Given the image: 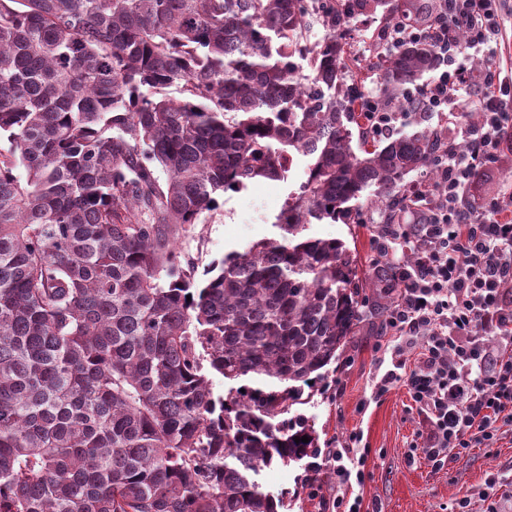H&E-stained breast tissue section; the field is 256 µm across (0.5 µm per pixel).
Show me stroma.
I'll return each instance as SVG.
<instances>
[{
  "instance_id": "1",
  "label": "stroma",
  "mask_w": 512,
  "mask_h": 512,
  "mask_svg": "<svg viewBox=\"0 0 512 512\" xmlns=\"http://www.w3.org/2000/svg\"><path fill=\"white\" fill-rule=\"evenodd\" d=\"M307 178L306 160H298L287 181H258L240 192H227L219 207L206 213L181 244L182 262L192 263L197 280L214 263L234 250L273 235L272 224L291 189ZM363 226L314 224L311 236L336 238L356 247L364 271H372L382 257L372 238L370 221L377 217L363 206ZM391 295L368 291L362 318L347 338L335 363L311 391L308 404L299 406L319 435L320 455L313 472L304 463L265 471L268 490H295L306 475L320 480L318 497L302 496L292 512H324L326 499L336 492L323 455L324 449L344 445L350 433L363 435L370 453L361 491L364 506L382 512H448L466 503L468 512H512V431L500 434L491 448H472L444 468L432 469L416 457L420 418L403 386L381 397L372 394L379 361L388 338L383 320L392 305Z\"/></svg>"
}]
</instances>
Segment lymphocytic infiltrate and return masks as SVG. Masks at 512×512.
Instances as JSON below:
<instances>
[{
    "instance_id": "f902f5d3",
    "label": "lymphocytic infiltrate",
    "mask_w": 512,
    "mask_h": 512,
    "mask_svg": "<svg viewBox=\"0 0 512 512\" xmlns=\"http://www.w3.org/2000/svg\"><path fill=\"white\" fill-rule=\"evenodd\" d=\"M432 33L448 56L446 68L424 90L431 111L457 126L466 150L440 158L436 190L413 187L416 206L408 224L374 225L386 262L398 267L384 329L397 339L377 393L404 385L424 426L426 461L444 467L470 448H489L512 428V183L496 196L469 194L474 177L497 163L512 138V69L503 51L512 27L506 0H442ZM486 50L485 66L472 72L467 50ZM476 101L480 120L466 123L464 104ZM418 349L417 360L407 352ZM360 434L328 451L336 477L334 512H360L353 488L365 482Z\"/></svg>"
}]
</instances>
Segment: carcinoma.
<instances>
[{
	"instance_id": "carcinoma-1",
	"label": "carcinoma",
	"mask_w": 512,
	"mask_h": 512,
	"mask_svg": "<svg viewBox=\"0 0 512 512\" xmlns=\"http://www.w3.org/2000/svg\"><path fill=\"white\" fill-rule=\"evenodd\" d=\"M440 9L0 0V512H289L261 472L317 455L292 409L394 275L306 231L359 223L364 196L384 224L412 209L407 177L452 133L409 90L443 59L428 38L385 47L384 25ZM377 14L376 99L402 123L373 139L346 37ZM299 158L279 236L197 281L180 240Z\"/></svg>"
}]
</instances>
